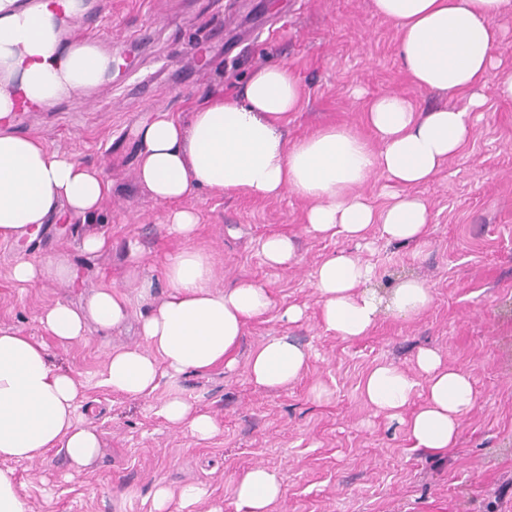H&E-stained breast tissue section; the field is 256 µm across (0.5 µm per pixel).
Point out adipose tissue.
<instances>
[{
  "instance_id": "1",
  "label": "adipose tissue",
  "mask_w": 512,
  "mask_h": 512,
  "mask_svg": "<svg viewBox=\"0 0 512 512\" xmlns=\"http://www.w3.org/2000/svg\"><path fill=\"white\" fill-rule=\"evenodd\" d=\"M512 0H372L374 15L394 24L398 54L421 89L466 96L462 107L423 110L409 99L385 93L371 99L365 121L373 139L351 127L326 126L289 140L288 118L300 108L298 78L284 65L262 66L242 95H208L188 122L159 111L137 132L136 182L167 208L165 226L192 239L196 214L182 208L198 192L276 198L290 192L308 201L306 230L317 236L370 246L371 233L388 243L424 242L430 209L414 187L433 181L474 137L473 114L483 100L500 37L498 19ZM111 57L97 46L72 45L60 51L59 36L46 5L22 6L0 0V77L21 71L28 96L54 102L95 87ZM384 177L396 189L383 208L362 188ZM112 194L104 173L72 154L47 148L32 135L0 128V241L35 238L60 218H95ZM376 268L360 255L340 251L325 257L314 272L320 322L344 339L366 335L382 313L412 320L431 306L426 280L399 282L388 296L371 286ZM77 272L67 259L16 261L11 278L29 287L45 279L71 283ZM167 291L140 319L144 344L113 348L103 382L128 399L151 396L163 377L199 375L217 366L234 368L250 319L275 302L262 285L248 280L216 285L209 254L183 248L164 263ZM129 300L109 286L90 294L85 306L58 300L44 307L40 322L60 344L81 340L87 323L102 333L125 324ZM307 353L286 336H272L248 357L251 380L276 389L300 379ZM417 374L382 363L365 377L362 394L375 412L405 427L414 447H450L461 417L475 404L469 375L448 367L432 349L416 357ZM425 385H418L417 376ZM425 397L416 411L407 406L417 390ZM81 393L74 377L55 367L43 343L12 327H0V512H30L12 469L51 449L71 468L90 466L100 439L78 417ZM158 413L170 425L207 440L217 433L213 418L173 395ZM284 494L274 471L254 466L234 479L237 512H272Z\"/></svg>"
}]
</instances>
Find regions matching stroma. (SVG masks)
Segmentation results:
<instances>
[{
    "mask_svg": "<svg viewBox=\"0 0 512 512\" xmlns=\"http://www.w3.org/2000/svg\"><path fill=\"white\" fill-rule=\"evenodd\" d=\"M81 13L98 18L96 44L126 65L90 94L29 113L11 128L103 170L113 188L94 224L106 229L112 248L83 253L86 227L76 220L46 225L29 243L0 242V327L46 342L52 363L79 383V416L99 433L101 448L82 471L54 450L14 463L33 512H151L161 479L204 485L197 512H236L234 478L256 465L282 480L273 512H512V100L487 83L473 140L435 181L416 187L431 212L425 244L380 240L361 253L377 267L380 295L418 276L433 290L431 307L410 321L381 315L367 335L345 340L320 324L313 274L346 244L306 232L307 202L289 193L201 192L183 202L199 218L195 238L171 237L165 206L135 182L137 130L158 110L188 120L207 94L241 88L263 64L287 65L301 83V108L288 124L292 140L326 125L365 131L366 99L387 92L423 108L459 106L462 98L411 83L396 31L373 14L371 0H84ZM273 233L296 237L300 263L265 262L260 243ZM132 240L153 282L146 296L126 276ZM187 245L211 254L219 285L250 278L267 288L276 307L247 324L241 350L289 336L308 353L298 381L278 390L258 386L242 359L230 371L163 379L145 399L121 398L103 385L108 352L137 343L136 317L166 291V256ZM52 255L76 267V285L12 281L18 258ZM101 285L127 296L133 321L106 337L92 325L82 340L57 344L38 321L41 310L59 299L83 304ZM288 305L303 308L302 321L281 319ZM422 348L467 373L476 392L455 443L440 450L413 448L404 428L375 413L360 390L381 363L415 372ZM173 394L209 413L217 434L201 441L168 425L157 409Z\"/></svg>",
    "mask_w": 512,
    "mask_h": 512,
    "instance_id": "obj_1",
    "label": "stroma"
}]
</instances>
